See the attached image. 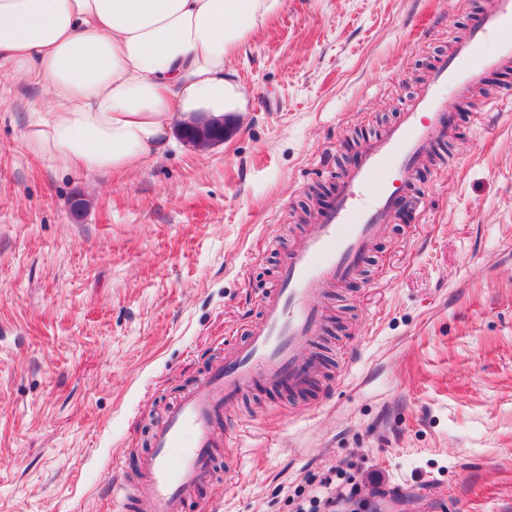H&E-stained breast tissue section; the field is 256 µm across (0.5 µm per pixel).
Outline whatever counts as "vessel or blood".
<instances>
[{"label":"vessel or blood","instance_id":"vessel-or-blood-1","mask_svg":"<svg viewBox=\"0 0 512 512\" xmlns=\"http://www.w3.org/2000/svg\"><path fill=\"white\" fill-rule=\"evenodd\" d=\"M491 41L497 50L484 55ZM510 68L512 0H491L402 121L338 177L335 201L283 252L279 279L264 299L260 321L166 411L150 451L140 459L138 478L145 492L135 501L136 512H186L197 489L213 478V448L232 437L219 430V418L256 375L291 387L305 380L311 363L302 351L321 327V288L356 276L376 237L405 204L414 170L427 158L435 134L454 124L443 90L469 98L484 71Z\"/></svg>","mask_w":512,"mask_h":512}]
</instances>
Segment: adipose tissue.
<instances>
[{
	"label": "adipose tissue",
	"instance_id": "1",
	"mask_svg": "<svg viewBox=\"0 0 512 512\" xmlns=\"http://www.w3.org/2000/svg\"><path fill=\"white\" fill-rule=\"evenodd\" d=\"M278 3L0 0V73L48 94L29 147L86 173L162 155L174 127L233 109L225 57Z\"/></svg>",
	"mask_w": 512,
	"mask_h": 512
}]
</instances>
